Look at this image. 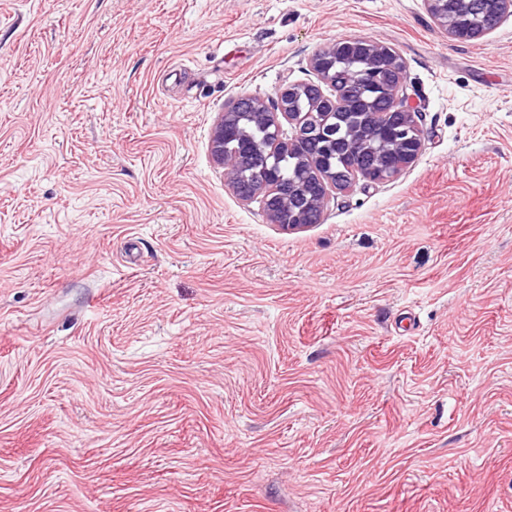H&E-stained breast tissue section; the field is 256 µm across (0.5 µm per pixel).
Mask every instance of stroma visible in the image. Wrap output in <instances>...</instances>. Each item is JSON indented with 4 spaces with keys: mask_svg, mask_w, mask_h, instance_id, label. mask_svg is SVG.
Instances as JSON below:
<instances>
[{
    "mask_svg": "<svg viewBox=\"0 0 512 512\" xmlns=\"http://www.w3.org/2000/svg\"><path fill=\"white\" fill-rule=\"evenodd\" d=\"M348 36L424 149L287 231L212 126ZM0 512H512V16L0 0ZM489 1L493 4L495 9V16L498 22L489 27L482 25H474L468 28H462L458 21L448 12L447 3L444 0H424V5L432 18L433 22L442 29L448 37L453 40L466 41L481 37L495 29L497 24L505 17L512 16V1L511 0H476Z\"/></svg>",
    "mask_w": 512,
    "mask_h": 512,
    "instance_id": "1",
    "label": "stroma"
}]
</instances>
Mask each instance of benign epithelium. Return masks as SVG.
<instances>
[{
    "mask_svg": "<svg viewBox=\"0 0 512 512\" xmlns=\"http://www.w3.org/2000/svg\"><path fill=\"white\" fill-rule=\"evenodd\" d=\"M424 5L433 22L453 40L475 39L495 29L493 25L461 27L445 0H424ZM347 55L366 62L362 72L346 75L348 82L354 85L364 79L390 102L386 111L368 113V124L352 127L347 136L338 138L329 117L339 109H352L354 102L328 62ZM310 68L314 82L282 86L267 100L241 95L226 101L210 136L212 158L224 168L236 195L243 201L261 198L269 220L285 230L319 223L333 192L346 194L359 183L392 180L419 158L424 147L418 112L403 93L405 63L393 48L368 38L343 37L318 49ZM302 94L310 103L306 112L294 105ZM246 113L278 130L285 121L290 135L256 141L240 125ZM230 132L239 141L238 154L233 157L224 153V137ZM294 150L305 156L285 183L278 172V157ZM252 154H263L270 163L259 177L249 179L240 173L239 161L240 156Z\"/></svg>",
    "mask_w": 512,
    "mask_h": 512,
    "instance_id": "obj_1",
    "label": "benign epithelium"
}]
</instances>
